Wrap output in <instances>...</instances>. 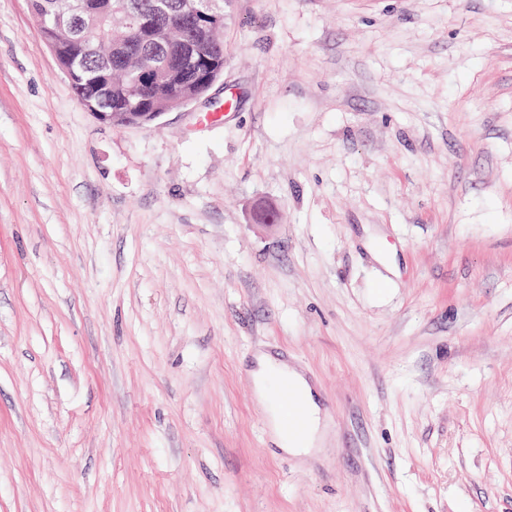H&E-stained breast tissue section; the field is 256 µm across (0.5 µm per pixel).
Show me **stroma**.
I'll use <instances>...</instances> for the list:
<instances>
[{
	"label": "stroma",
	"instance_id": "1",
	"mask_svg": "<svg viewBox=\"0 0 512 512\" xmlns=\"http://www.w3.org/2000/svg\"><path fill=\"white\" fill-rule=\"evenodd\" d=\"M224 42L115 127L0 0V512H512V0H225ZM271 375L288 380L305 401L307 412L294 389L287 382L277 381L272 385L283 427L288 432V436L294 438H300L307 432L301 439L289 440L282 429L275 400L269 390ZM253 376L260 401L271 411L272 430L277 445L294 455H306L314 451L323 436V418L318 400L302 373L286 362L269 354H262L258 358V366Z\"/></svg>",
	"mask_w": 512,
	"mask_h": 512
}]
</instances>
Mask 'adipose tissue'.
Segmentation results:
<instances>
[{
    "label": "adipose tissue",
    "instance_id": "ef3b65f1",
    "mask_svg": "<svg viewBox=\"0 0 512 512\" xmlns=\"http://www.w3.org/2000/svg\"><path fill=\"white\" fill-rule=\"evenodd\" d=\"M279 376L290 382L302 396L308 413V431L303 438L291 440L282 429L280 421H273L272 430L279 447L295 455H306L315 450L323 436L321 407L305 377L295 367L264 354L258 358V366L253 373L259 399L267 407H274L275 400L269 390L271 376Z\"/></svg>",
    "mask_w": 512,
    "mask_h": 512
}]
</instances>
